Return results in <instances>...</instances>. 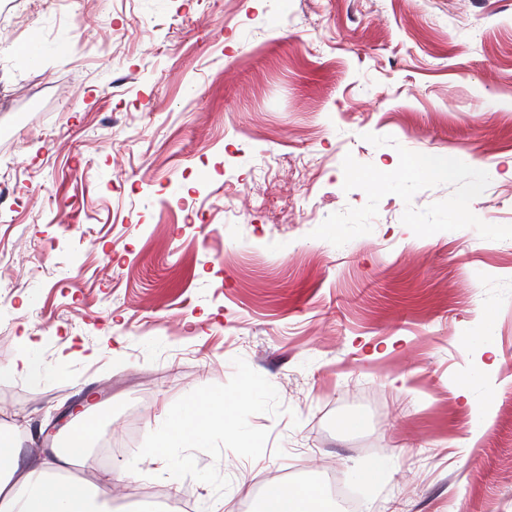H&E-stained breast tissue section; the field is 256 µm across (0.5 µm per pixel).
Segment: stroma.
Masks as SVG:
<instances>
[{
	"mask_svg": "<svg viewBox=\"0 0 512 512\" xmlns=\"http://www.w3.org/2000/svg\"><path fill=\"white\" fill-rule=\"evenodd\" d=\"M401 147L497 167L471 210L512 225V0H0L8 448L112 471L110 512H274L376 460L361 512H512V249L416 236L395 195L310 236L366 202L345 155ZM226 397L235 450L147 460ZM196 442L200 438L198 431L192 428L179 416H173L165 423L160 434V447L152 448L150 457H157L161 452L163 457L176 453L189 438ZM325 491L320 485L298 484L286 486L278 493L280 512H319V505L325 499Z\"/></svg>",
	"mask_w": 512,
	"mask_h": 512,
	"instance_id": "obj_1",
	"label": "stroma"
}]
</instances>
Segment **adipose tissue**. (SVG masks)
<instances>
[{"label":"adipose tissue","mask_w":512,"mask_h":512,"mask_svg":"<svg viewBox=\"0 0 512 512\" xmlns=\"http://www.w3.org/2000/svg\"><path fill=\"white\" fill-rule=\"evenodd\" d=\"M74 456L69 449H55L50 461L0 466V512H102L99 496L112 486L105 475L94 489L67 480Z\"/></svg>","instance_id":"obj_1"}]
</instances>
